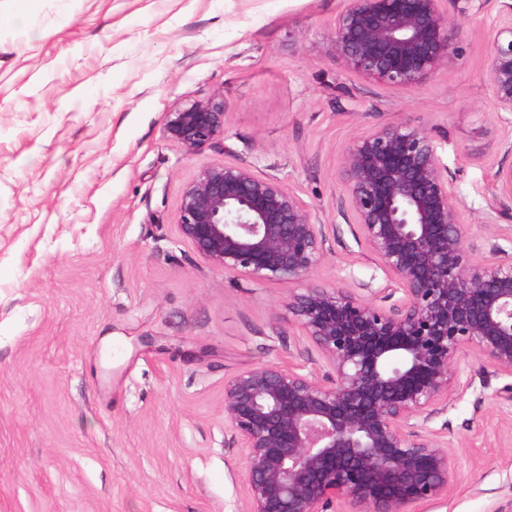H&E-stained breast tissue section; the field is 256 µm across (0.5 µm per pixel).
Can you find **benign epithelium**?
<instances>
[{"label":"benign epithelium","mask_w":512,"mask_h":512,"mask_svg":"<svg viewBox=\"0 0 512 512\" xmlns=\"http://www.w3.org/2000/svg\"><path fill=\"white\" fill-rule=\"evenodd\" d=\"M473 0H345L329 53L343 67L401 88L420 86L456 55V26ZM486 82L512 112V2L494 29ZM165 135L190 153L224 135V101L168 113ZM345 205L388 274L397 304L308 282L325 255L311 207L275 178L226 162L201 167L181 195L175 227L230 276L306 283L288 295L301 335L320 352V379L293 365H259L224 381L228 447L244 451L248 512H410L448 495V448L425 434L448 410L468 350L512 372V255L477 262L463 206L428 132L389 124L345 149ZM511 221L512 165L494 173Z\"/></svg>","instance_id":"benign-epithelium-1"}]
</instances>
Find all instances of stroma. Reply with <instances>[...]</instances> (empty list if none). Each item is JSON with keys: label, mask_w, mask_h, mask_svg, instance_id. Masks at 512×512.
I'll return each instance as SVG.
<instances>
[{"label": "stroma", "mask_w": 512, "mask_h": 512, "mask_svg": "<svg viewBox=\"0 0 512 512\" xmlns=\"http://www.w3.org/2000/svg\"><path fill=\"white\" fill-rule=\"evenodd\" d=\"M456 29L457 55L416 88L366 80L328 53L344 0H0V512H247L227 445L224 381L322 359L291 287L225 276L175 229L205 165L253 166L309 204L326 239L311 282L390 306L388 277L343 203L355 137L425 127L465 205L475 260L512 253L491 223L512 164L485 74L498 0ZM224 101L197 153L166 115ZM428 432L456 479L415 512H512V373L470 351Z\"/></svg>", "instance_id": "stroma-1"}]
</instances>
